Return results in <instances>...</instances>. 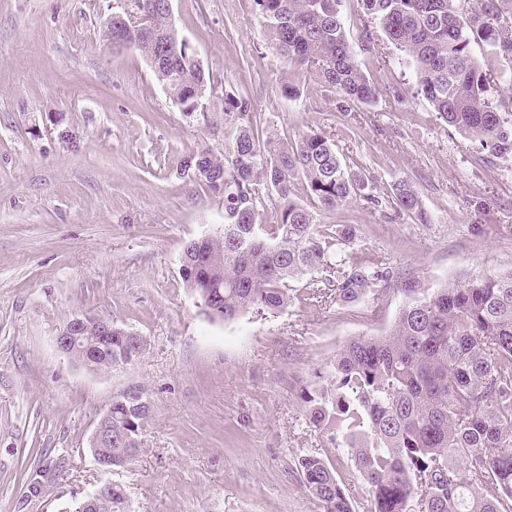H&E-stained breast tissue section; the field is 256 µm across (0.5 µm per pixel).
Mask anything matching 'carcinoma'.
Listing matches in <instances>:
<instances>
[{
  "label": "carcinoma",
  "instance_id": "obj_1",
  "mask_svg": "<svg viewBox=\"0 0 512 512\" xmlns=\"http://www.w3.org/2000/svg\"><path fill=\"white\" fill-rule=\"evenodd\" d=\"M386 37L414 70L418 89L449 125L512 157V75L508 94L491 98L487 72L472 56L480 42L512 62V0H475L461 16L454 0H362ZM163 0H128L147 14L149 30L127 36L187 116H207L221 94L224 128L234 129L224 154L201 146L177 159L180 175L222 197L224 229L188 241L182 278L212 316L229 321L288 306L290 283L306 279L304 299H330L340 309L379 298L395 281L376 254L350 249L356 229L324 224L320 216L352 199L379 202L370 180L342 162L331 140L310 131L295 142L260 140L250 102L215 90L191 48L169 25ZM267 43L293 70L309 74L343 100L370 104L377 87L349 45L340 0H254ZM302 185L313 206L293 199ZM276 197L275 223H263L262 193ZM393 204L420 224L430 216L406 180L393 186ZM408 300L389 330L347 341L299 398L309 424L345 449L344 471L319 454L298 459L302 485L325 512H512V269L446 284L429 293L407 280ZM112 354L87 366L112 369L133 362L134 346L113 323ZM150 411H135L123 394L112 398V444L91 456L122 466L144 447ZM70 512H125L118 485Z\"/></svg>",
  "mask_w": 512,
  "mask_h": 512
}]
</instances>
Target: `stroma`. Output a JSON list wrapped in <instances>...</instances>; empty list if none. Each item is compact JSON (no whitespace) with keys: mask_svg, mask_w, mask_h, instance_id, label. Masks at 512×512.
I'll return each mask as SVG.
<instances>
[{"mask_svg":"<svg viewBox=\"0 0 512 512\" xmlns=\"http://www.w3.org/2000/svg\"><path fill=\"white\" fill-rule=\"evenodd\" d=\"M117 4L0 0V512H67L105 482L129 512H324L298 459L317 452L337 467L343 451L306 421L301 387L346 341L389 330L403 281L432 290L512 268V159L448 126L361 0L340 10L380 91L369 106L289 75L253 0H172L178 32L215 85L250 101L259 137L324 132L372 180L382 206L359 198L323 221L356 227L355 249L402 278L352 308L311 305L298 281L284 310L210 319L181 260L186 242L221 229L224 206L179 177L176 159L223 151L224 130L181 112L137 51L109 49ZM290 76L303 88L294 101L280 90ZM401 179L431 223L396 213ZM82 313L143 336L140 357L110 370L65 358L56 337ZM135 387L151 402L145 447L104 470L90 437ZM37 470L51 477L26 497Z\"/></svg>","mask_w":512,"mask_h":512,"instance_id":"stroma-1","label":"stroma"}]
</instances>
